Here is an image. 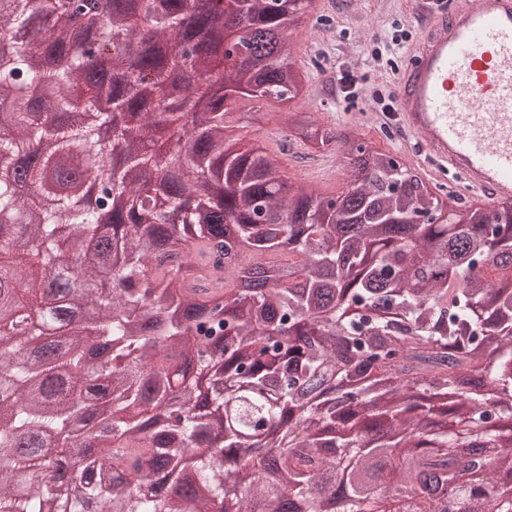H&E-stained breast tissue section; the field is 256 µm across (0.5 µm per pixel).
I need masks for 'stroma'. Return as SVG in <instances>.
I'll list each match as a JSON object with an SVG mask.
<instances>
[{
	"instance_id": "35a3bbf8",
	"label": "stroma",
	"mask_w": 512,
	"mask_h": 512,
	"mask_svg": "<svg viewBox=\"0 0 512 512\" xmlns=\"http://www.w3.org/2000/svg\"><path fill=\"white\" fill-rule=\"evenodd\" d=\"M404 26L419 40L409 0H312L307 12L286 35L296 59L308 76L295 109L315 113L321 123L350 125L382 150L404 157L417 153V139L406 138L396 121L381 116L373 101L375 91L391 93L403 55L376 64L373 49L383 47L396 26ZM351 70L362 78L358 94L336 88L337 69ZM279 109L268 102L240 99L229 119L240 128L243 147H261L279 165L288 183L305 182L320 192L338 195L347 177L341 144L323 148L286 138Z\"/></svg>"
}]
</instances>
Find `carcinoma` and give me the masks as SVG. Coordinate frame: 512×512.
<instances>
[{"label":"carcinoma","instance_id":"obj_1","mask_svg":"<svg viewBox=\"0 0 512 512\" xmlns=\"http://www.w3.org/2000/svg\"><path fill=\"white\" fill-rule=\"evenodd\" d=\"M0 0V32L23 37L0 66L14 87L0 135V307L42 309L0 335V512H512V206L440 199L396 156L311 112L289 136L340 142L349 186L290 185L263 149L226 147L230 106L294 99L286 26L303 0ZM238 64L224 67L226 33ZM106 57L120 80L113 130L129 158L85 169L120 202L110 222L69 195L41 201L52 138L97 158ZM152 87L143 94L139 88ZM286 253L288 264L263 256ZM86 284L46 296L24 272ZM234 279L226 285L225 274ZM92 309L91 328L68 320ZM112 401L97 448L69 438ZM74 467L84 492L19 483ZM183 478L189 493L167 492Z\"/></svg>","mask_w":512,"mask_h":512}]
</instances>
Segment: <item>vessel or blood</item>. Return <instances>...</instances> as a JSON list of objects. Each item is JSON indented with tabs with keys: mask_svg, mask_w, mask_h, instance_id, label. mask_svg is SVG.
I'll list each match as a JSON object with an SVG mask.
<instances>
[{
	"mask_svg": "<svg viewBox=\"0 0 512 512\" xmlns=\"http://www.w3.org/2000/svg\"><path fill=\"white\" fill-rule=\"evenodd\" d=\"M424 33L394 82L424 165L455 173L466 202L512 205V0H415Z\"/></svg>",
	"mask_w": 512,
	"mask_h": 512,
	"instance_id": "1",
	"label": "vessel or blood"
}]
</instances>
